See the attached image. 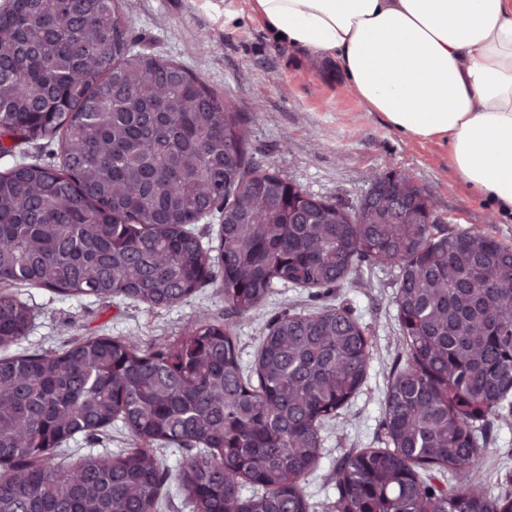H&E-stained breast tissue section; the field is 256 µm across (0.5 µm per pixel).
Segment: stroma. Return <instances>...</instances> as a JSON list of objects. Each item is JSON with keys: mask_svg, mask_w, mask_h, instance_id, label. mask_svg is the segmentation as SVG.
I'll return each instance as SVG.
<instances>
[{"mask_svg": "<svg viewBox=\"0 0 512 512\" xmlns=\"http://www.w3.org/2000/svg\"><path fill=\"white\" fill-rule=\"evenodd\" d=\"M135 43L177 62L231 103L248 132V158L261 171L282 172L308 193L352 208L375 176L407 171L432 205L438 230H482L512 247V216L500 215L448 164L447 143H422L387 126L351 91L344 73L312 65L277 46L249 0H123ZM396 270L360 264L333 288H278L256 311L233 321L243 361H251L267 324L289 311L338 307L364 327L373 361L360 392L324 433V458L304 483L309 512H331L336 463L345 453L380 448L384 396L393 368L405 358L394 297ZM35 318L9 354L63 351L89 336H123L147 349L173 341L198 316L224 318L217 284L197 289L172 307L127 301L61 298L18 286ZM128 430L115 424L92 438L77 437L65 457L119 453ZM170 477L156 512H191L176 475L183 453L156 447ZM478 480L486 493H512V408L495 416Z\"/></svg>", "mask_w": 512, "mask_h": 512, "instance_id": "1", "label": "stroma"}]
</instances>
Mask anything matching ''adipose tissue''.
Listing matches in <instances>:
<instances>
[{"label": "adipose tissue", "instance_id": "adipose-tissue-1", "mask_svg": "<svg viewBox=\"0 0 512 512\" xmlns=\"http://www.w3.org/2000/svg\"><path fill=\"white\" fill-rule=\"evenodd\" d=\"M280 45L336 62L385 123L445 142L457 174L512 215V0H251Z\"/></svg>", "mask_w": 512, "mask_h": 512}]
</instances>
